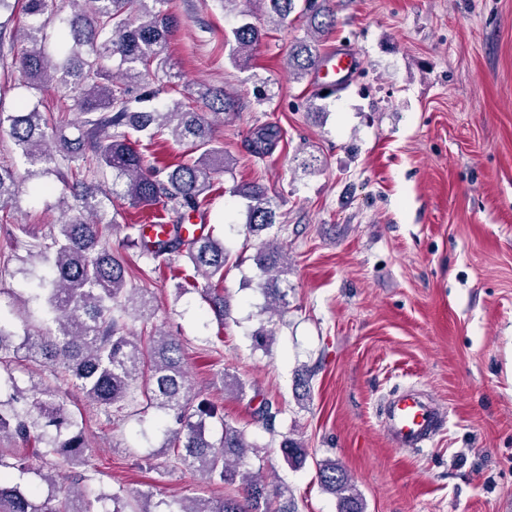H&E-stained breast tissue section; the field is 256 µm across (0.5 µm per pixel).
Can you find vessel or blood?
I'll list each match as a JSON object with an SVG mask.
<instances>
[{
	"label": "vessel or blood",
	"mask_w": 512,
	"mask_h": 512,
	"mask_svg": "<svg viewBox=\"0 0 512 512\" xmlns=\"http://www.w3.org/2000/svg\"><path fill=\"white\" fill-rule=\"evenodd\" d=\"M360 65L359 56L344 48L323 58L313 73L314 87L337 90L346 87ZM447 413L414 390L396 393L384 406L382 423L394 446L416 449L429 445L446 424Z\"/></svg>",
	"instance_id": "vessel-or-blood-1"
}]
</instances>
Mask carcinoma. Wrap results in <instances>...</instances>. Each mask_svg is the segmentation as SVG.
Returning <instances> with one entry per match:
<instances>
[{
	"instance_id": "carcinoma-1",
	"label": "carcinoma",
	"mask_w": 512,
	"mask_h": 512,
	"mask_svg": "<svg viewBox=\"0 0 512 512\" xmlns=\"http://www.w3.org/2000/svg\"><path fill=\"white\" fill-rule=\"evenodd\" d=\"M302 6H297V2ZM26 21L14 37L23 45L15 64L20 85L41 92L55 85L76 94L77 117L68 110H41L43 102H24L6 110L0 105V131L7 132L27 165V175L43 176L66 169L74 176L70 187L73 204H62L58 231L51 243L39 245L38 258L45 272L31 275L29 301L36 304L49 329L41 334L24 330L15 342L9 319L0 313V365L20 358L43 360L54 376L70 385L109 417L126 405L141 401L171 417L168 425L180 463L203 481L224 486L220 497L197 496L167 512H296L294 502L279 488H271L258 473L245 468L252 448L240 429L217 414L194 404L186 387L181 344L172 334L156 329L147 340L129 329L128 320L148 321L154 314L148 289L127 281L123 257L105 240L115 223L119 205L171 210L179 219L201 211L210 180L227 169L224 149L216 145L214 120L234 111L235 99L222 86L199 84L193 95L211 111L213 119L181 100H161L160 79L168 84L181 75L170 64V36L178 25L167 8L169 0H65L70 12L53 7V0H0L4 27L11 22L18 3ZM243 16L252 6L283 24L295 11L305 19L306 35L292 43L286 68L296 80L305 79L322 59L321 47L334 27L329 0H244ZM262 39V30L248 21L231 30L232 58L244 66ZM150 140L169 134L189 145V153L171 170L146 163L131 133ZM280 138L277 126L267 124L251 132L253 156L263 158ZM296 167L305 174L321 171L314 155H295ZM110 172L107 189L87 181L83 172ZM25 178L0 165V212L15 208ZM233 193L247 200V224L261 232L276 223V209L267 189L259 183L236 186ZM180 222L142 253L157 266H171L179 257L195 274L212 284L224 278V242L211 234H185ZM264 275L260 288L266 309L281 311L286 291L281 276L288 273L286 254L264 243L254 256ZM13 394L9 411L0 400V433L23 443L38 441L41 448L21 453L0 448V512H96L94 504L112 500V512H146L139 508L141 493L120 489L108 496L93 494L87 474L91 450L83 427L55 387L34 388L27 402L24 392L8 377ZM216 423L220 437H206ZM284 458L302 464L303 446L282 443ZM32 473L46 485H22L12 472ZM318 477L335 494L339 512H363L352 478L332 461L319 464ZM280 500L279 507L272 501Z\"/></svg>"
}]
</instances>
